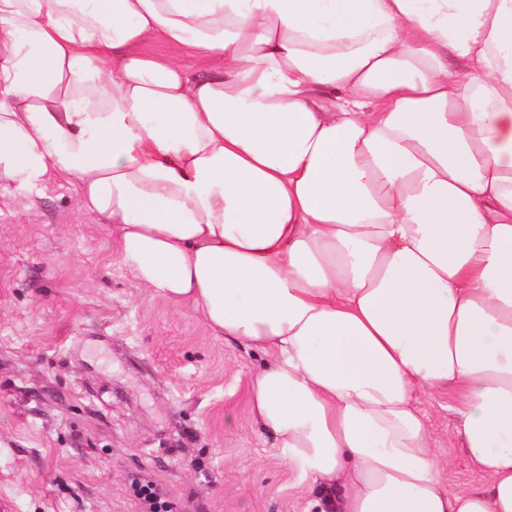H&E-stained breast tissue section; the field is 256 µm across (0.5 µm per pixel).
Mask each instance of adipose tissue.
Masks as SVG:
<instances>
[{
    "mask_svg": "<svg viewBox=\"0 0 512 512\" xmlns=\"http://www.w3.org/2000/svg\"><path fill=\"white\" fill-rule=\"evenodd\" d=\"M54 175L266 356L321 512H512V0H0V185ZM451 386L468 493L417 406ZM139 51L149 55L176 58L190 72L195 71L200 66L203 59L200 50L173 47L159 41L147 43L141 46Z\"/></svg>",
    "mask_w": 512,
    "mask_h": 512,
    "instance_id": "obj_1",
    "label": "adipose tissue"
}]
</instances>
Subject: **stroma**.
Listing matches in <instances>:
<instances>
[{"instance_id":"1","label":"stroma","mask_w":512,"mask_h":512,"mask_svg":"<svg viewBox=\"0 0 512 512\" xmlns=\"http://www.w3.org/2000/svg\"><path fill=\"white\" fill-rule=\"evenodd\" d=\"M0 185V512H318L250 417L265 357L142 288L109 225L50 178L34 204ZM458 392L422 397L458 492L483 482L453 437ZM135 495L142 500L147 512H170L171 504L151 482L136 480L132 483Z\"/></svg>"}]
</instances>
